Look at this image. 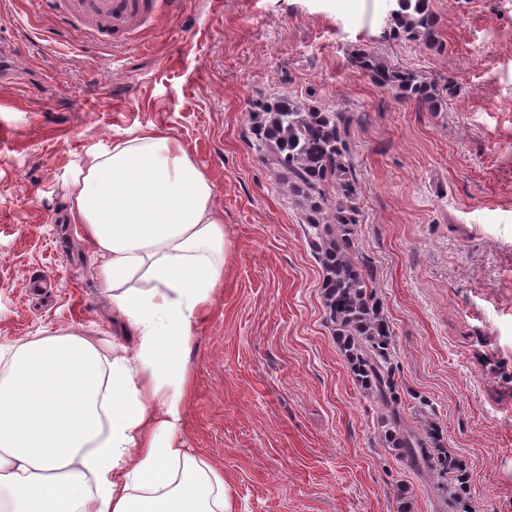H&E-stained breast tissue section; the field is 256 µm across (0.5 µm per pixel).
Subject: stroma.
Masks as SVG:
<instances>
[{"mask_svg":"<svg viewBox=\"0 0 512 512\" xmlns=\"http://www.w3.org/2000/svg\"><path fill=\"white\" fill-rule=\"evenodd\" d=\"M123 48L42 0H0V344L122 336L102 264L67 221L69 168L154 125L211 178L232 248L198 325L183 442L236 512H451L383 448L326 323L302 212L251 144L257 102L352 118L356 246L405 395L467 464L469 512H512V0H432L440 45L386 32L389 0H183ZM368 49L434 83L430 112L352 66Z\"/></svg>","mask_w":512,"mask_h":512,"instance_id":"1","label":"stroma"}]
</instances>
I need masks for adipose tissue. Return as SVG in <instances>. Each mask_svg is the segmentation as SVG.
I'll return each mask as SVG.
<instances>
[{
  "label": "adipose tissue",
  "instance_id": "obj_1",
  "mask_svg": "<svg viewBox=\"0 0 512 512\" xmlns=\"http://www.w3.org/2000/svg\"><path fill=\"white\" fill-rule=\"evenodd\" d=\"M70 185L69 218L134 341L56 329L0 345V512H234L223 469L181 432L197 324L230 250L210 178L148 126Z\"/></svg>",
  "mask_w": 512,
  "mask_h": 512
}]
</instances>
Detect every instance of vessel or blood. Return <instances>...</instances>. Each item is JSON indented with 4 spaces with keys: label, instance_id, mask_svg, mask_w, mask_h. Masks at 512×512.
I'll use <instances>...</instances> for the list:
<instances>
[{
    "label": "vessel or blood",
    "instance_id": "b4317fda",
    "mask_svg": "<svg viewBox=\"0 0 512 512\" xmlns=\"http://www.w3.org/2000/svg\"><path fill=\"white\" fill-rule=\"evenodd\" d=\"M175 6V0H69L67 10L100 23L105 34L128 45L158 15Z\"/></svg>",
    "mask_w": 512,
    "mask_h": 512
}]
</instances>
